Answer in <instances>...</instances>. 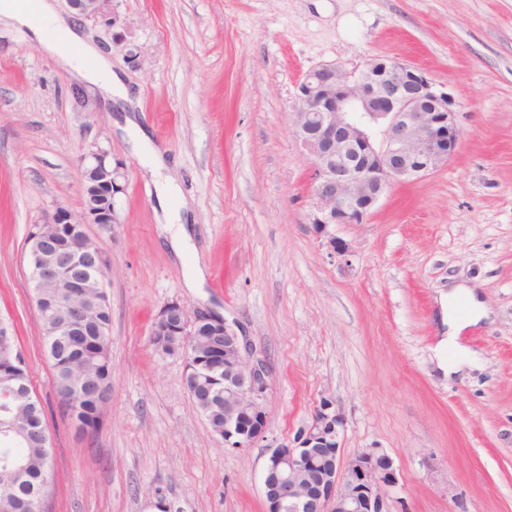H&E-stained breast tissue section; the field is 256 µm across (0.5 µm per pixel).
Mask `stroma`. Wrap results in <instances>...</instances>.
<instances>
[{
	"label": "stroma",
	"instance_id": "stroma-1",
	"mask_svg": "<svg viewBox=\"0 0 512 512\" xmlns=\"http://www.w3.org/2000/svg\"><path fill=\"white\" fill-rule=\"evenodd\" d=\"M115 27L79 19L130 91L137 122L178 175L194 247L160 236L144 155L114 112L19 32L0 39V321L15 330L47 413L46 512H264L267 448L225 450L150 343L176 302L223 316L265 356L267 431L308 426L322 398L343 455H388L391 512H512V0H112ZM383 56L457 102L448 163L394 184L365 224L310 223L311 161L288 120L322 64ZM122 164L121 219L89 235L110 268L112 396L96 433L58 408L25 260L36 224L81 215L78 160ZM203 287H188L193 267ZM487 318L445 345L451 283ZM466 349L447 376L440 363Z\"/></svg>",
	"mask_w": 512,
	"mask_h": 512
}]
</instances>
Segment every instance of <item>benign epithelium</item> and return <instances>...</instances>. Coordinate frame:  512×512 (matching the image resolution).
I'll use <instances>...</instances> for the list:
<instances>
[{
    "instance_id": "1",
    "label": "benign epithelium",
    "mask_w": 512,
    "mask_h": 512,
    "mask_svg": "<svg viewBox=\"0 0 512 512\" xmlns=\"http://www.w3.org/2000/svg\"><path fill=\"white\" fill-rule=\"evenodd\" d=\"M83 17L116 25L112 0H67ZM456 101L439 90L418 68L384 57L347 70L323 64L310 70L296 87L290 123L295 139L311 159V225L318 235L336 224H365L388 188L425 178L448 163L460 129ZM84 211L78 218L62 208L45 216L28 240L26 259L40 288H78L104 282L103 252L86 227L120 223L116 195L120 167L99 150L81 159ZM221 336L209 364L196 360L194 338ZM153 336L179 337L186 365L185 383L203 372L224 369V447L244 453L260 442L268 448L265 471L277 482L263 488L266 512H390V492L398 486L393 462L376 449L342 454L343 420L334 402L323 398L311 424L285 444L267 436L264 399L270 371L263 355L228 323L201 311L170 303L157 314ZM27 392L0 391V437L24 434L12 403Z\"/></svg>"
}]
</instances>
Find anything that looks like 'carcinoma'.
I'll list each match as a JSON object with an SVG mask.
<instances>
[{
	"label": "carcinoma",
	"instance_id": "cac0c4a2",
	"mask_svg": "<svg viewBox=\"0 0 512 512\" xmlns=\"http://www.w3.org/2000/svg\"><path fill=\"white\" fill-rule=\"evenodd\" d=\"M74 299L90 306V310L81 323H76L65 336L54 335L56 322L52 318L40 319L44 345L52 346L54 353L49 357L53 372L55 391L59 395H71L72 401H62L59 407L65 412L77 413L85 425L94 429L98 426L103 411L89 400L75 396V392L87 383L103 380L112 374L110 351H102L91 346L95 341L110 344L109 330L111 326L110 307L105 293L100 288H83ZM154 351L161 356L174 354L177 341L173 336H156L153 338ZM222 375L208 378L197 388V397L210 398L215 403L205 417H213V424H224L218 404L222 401L221 393L224 384ZM23 383L31 387L29 365L24 351L18 342L13 340L12 347L0 350V389L8 384ZM19 456L26 461L29 475L15 488H0V512H35L31 504L37 499L43 484L49 482L51 460L47 458L42 439L31 436L21 443L0 441V459Z\"/></svg>",
	"mask_w": 512,
	"mask_h": 512
}]
</instances>
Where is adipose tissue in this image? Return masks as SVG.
Returning a JSON list of instances; mask_svg holds the SVG:
<instances>
[{"instance_id": "obj_1", "label": "adipose tissue", "mask_w": 512, "mask_h": 512, "mask_svg": "<svg viewBox=\"0 0 512 512\" xmlns=\"http://www.w3.org/2000/svg\"><path fill=\"white\" fill-rule=\"evenodd\" d=\"M40 10L43 22L37 25L18 9L15 0H0V22L28 28L33 41L54 57L62 70L75 79L88 82L106 97H113L119 89V82L110 61L94 44L82 40L72 21L57 12L53 0H41ZM49 27L56 31V38L47 37L45 30ZM137 139L150 151L148 171L156 188L158 221L163 232L168 233L172 248L182 250L190 241L189 230L181 211L172 210L169 205L171 198L179 192L177 178L168 169L164 156L150 150L145 133L138 132Z\"/></svg>"}]
</instances>
